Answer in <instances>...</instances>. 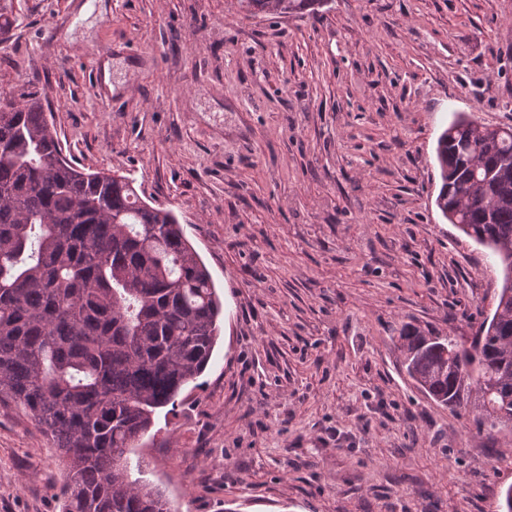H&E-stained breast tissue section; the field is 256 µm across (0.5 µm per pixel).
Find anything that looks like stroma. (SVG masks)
Returning <instances> with one entry per match:
<instances>
[{
  "instance_id": "obj_1",
  "label": "stroma",
  "mask_w": 512,
  "mask_h": 512,
  "mask_svg": "<svg viewBox=\"0 0 512 512\" xmlns=\"http://www.w3.org/2000/svg\"><path fill=\"white\" fill-rule=\"evenodd\" d=\"M0 0V90L65 155L174 211L224 304L202 387L137 453L175 512H499L512 432L403 372L412 324L469 345L501 271L445 220L453 113L512 126V0ZM108 76H92L86 51ZM51 438L0 406V512H61ZM324 0H240V6L250 14L294 15L314 13L315 6L322 5Z\"/></svg>"
}]
</instances>
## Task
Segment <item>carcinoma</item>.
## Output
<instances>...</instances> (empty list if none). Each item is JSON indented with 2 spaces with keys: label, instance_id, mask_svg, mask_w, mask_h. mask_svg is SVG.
Masks as SVG:
<instances>
[{
  "label": "carcinoma",
  "instance_id": "1",
  "mask_svg": "<svg viewBox=\"0 0 512 512\" xmlns=\"http://www.w3.org/2000/svg\"><path fill=\"white\" fill-rule=\"evenodd\" d=\"M324 0H239L250 14L313 13ZM439 136L447 220L497 256L493 314L470 346L400 329L410 379L479 425L512 426V204L480 180L512 166V127ZM222 303L175 213L133 181L72 164L33 93H0V402L22 405L66 465L62 512H173L130 454L157 410L205 372Z\"/></svg>",
  "mask_w": 512,
  "mask_h": 512
}]
</instances>
